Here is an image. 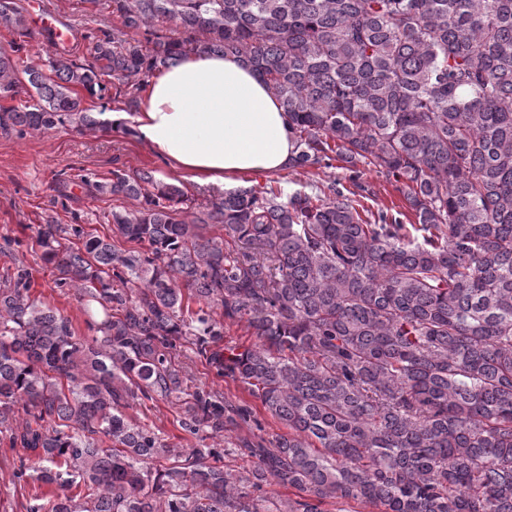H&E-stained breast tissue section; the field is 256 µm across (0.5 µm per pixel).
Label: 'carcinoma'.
Listing matches in <instances>:
<instances>
[{"label": "carcinoma", "instance_id": "cac0c4a2", "mask_svg": "<svg viewBox=\"0 0 512 512\" xmlns=\"http://www.w3.org/2000/svg\"><path fill=\"white\" fill-rule=\"evenodd\" d=\"M144 39H98L92 65L0 51V132L96 129L80 91L116 80L127 111L157 72L189 54L235 57L280 102L290 168L340 163L330 181L211 192L205 209L150 171L81 178L87 194L139 201L112 211L121 250L52 215L37 225L57 287L87 300V340L31 298L19 259L0 277V426L55 486L27 512H285L328 500L376 512H512V0H88ZM169 24L185 34L164 33ZM0 26L22 29L15 0ZM374 172L401 209L361 204ZM218 224L224 236H210ZM201 304L184 313L185 299ZM222 308V320L208 308ZM254 340L217 347L224 321ZM186 346L244 384L286 433L243 479L224 469V428L245 407L197 387L183 429L212 443L172 448L124 409L169 399ZM82 487L87 495L69 494Z\"/></svg>", "mask_w": 512, "mask_h": 512}]
</instances>
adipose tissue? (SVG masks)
I'll list each match as a JSON object with an SVG mask.
<instances>
[{
	"instance_id": "1",
	"label": "adipose tissue",
	"mask_w": 512,
	"mask_h": 512,
	"mask_svg": "<svg viewBox=\"0 0 512 512\" xmlns=\"http://www.w3.org/2000/svg\"><path fill=\"white\" fill-rule=\"evenodd\" d=\"M113 127L141 139L205 185L287 168L295 151L287 117L256 74L234 58L188 55L142 93L138 113L113 112Z\"/></svg>"
}]
</instances>
